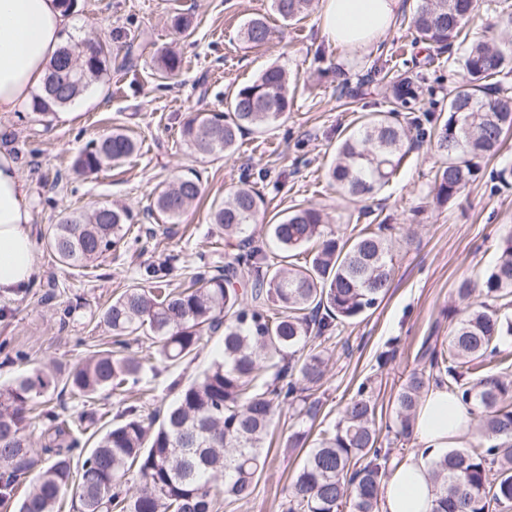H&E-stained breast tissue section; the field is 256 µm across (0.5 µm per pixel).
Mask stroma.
<instances>
[{
    "label": "stroma",
    "mask_w": 512,
    "mask_h": 512,
    "mask_svg": "<svg viewBox=\"0 0 512 512\" xmlns=\"http://www.w3.org/2000/svg\"><path fill=\"white\" fill-rule=\"evenodd\" d=\"M415 5V0H404L401 20L383 38L344 49L329 45L321 34V0H314L307 16L290 26L272 12L270 0H73L74 25L65 39L106 43L111 49L106 76L72 104L70 119L40 121L27 107L0 112V149L14 156L28 184L38 269L25 292L0 298V384L35 369H69L96 346L111 343L112 334L99 324L98 311L138 281L146 265L174 256L175 281L203 269H223L236 250L225 246L223 231L209 222L208 206L246 181L264 196L269 213L312 204L348 235L358 233L360 224L380 219L395 226L400 246L391 286L379 307L340 326L325 344L329 361L314 392L321 404L316 421L283 410L270 439L268 466L252 497L223 503L218 512H281L286 488L305 454L304 449L287 448L289 435L333 427L343 404L362 385L377 403L382 446L396 459L415 453L416 443L399 441L385 430L394 417L395 396L424 367L416 356L423 342L445 343L459 305L458 283L493 264L506 229L512 227V187L496 188L489 177L490 171L512 166V138L500 156L485 163L484 175L440 209L424 205L436 161L425 140L415 141L398 177L369 202L361 223L346 220L358 212V203L327 183L324 167L339 140L365 112L388 107L381 95L356 102L347 91L361 82L363 61L391 68L413 55L406 19ZM504 8L512 10V0H480L465 34L471 39H508L512 35L499 25ZM177 14L190 19L186 30L173 28ZM258 15L265 16L273 36L254 47L243 41L241 28ZM168 45L182 66L164 78L156 54ZM130 48L135 56L129 60L125 53ZM274 63L287 66L297 85L291 112L263 132L244 135L233 155L191 154L181 138L190 113L223 109L225 93ZM458 79L454 58L444 53L418 71L423 97L438 113L446 112L448 93ZM119 125L135 133L138 152L121 167L75 173L76 154ZM190 168L201 178L199 204L181 223L156 222L149 213L154 186ZM100 206L129 209L136 239L84 271L60 265L41 233L61 211ZM219 351L215 336L193 361H153L138 384L145 413L167 405L172 382L189 383ZM19 352L24 355L20 361L15 358ZM383 352L388 361L382 365L378 356Z\"/></svg>",
    "instance_id": "1"
}]
</instances>
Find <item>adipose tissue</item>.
<instances>
[{
  "label": "adipose tissue",
  "mask_w": 512,
  "mask_h": 512,
  "mask_svg": "<svg viewBox=\"0 0 512 512\" xmlns=\"http://www.w3.org/2000/svg\"><path fill=\"white\" fill-rule=\"evenodd\" d=\"M401 0H324L322 34L331 45L369 44L392 26ZM70 24L58 0H0V112H13L42 89ZM37 272L28 186L17 161L0 151V296L24 291ZM474 415L447 387L431 388L414 432L419 450L391 474L383 512H434L428 454L470 447Z\"/></svg>",
  "instance_id": "ef3b65f1"
}]
</instances>
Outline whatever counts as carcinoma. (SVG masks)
Instances as JSON below:
<instances>
[{"mask_svg": "<svg viewBox=\"0 0 512 512\" xmlns=\"http://www.w3.org/2000/svg\"><path fill=\"white\" fill-rule=\"evenodd\" d=\"M312 0H271L285 23L301 20ZM477 0H416L410 28L413 44L452 50L464 20ZM241 33L255 46L271 30L253 17ZM75 51L62 47L50 64L44 87L31 110L50 116L70 105L100 78L110 64L103 45L71 66ZM159 69L177 72L174 52L158 57ZM460 81L448 99V117H426L428 136L440 157L430 204L444 207L482 172V161L498 155L512 132V95L494 77L512 72V43L470 42L457 58ZM289 73L275 64L229 93L221 112H195L181 137L197 155L229 156L239 139L260 131L291 110ZM389 110L369 112L336 149L326 177L336 192L366 202L396 175L411 150L409 130L394 117L419 112L418 85L408 72L388 81ZM138 150L134 134L123 127L91 141L73 169L94 174L120 165ZM199 177L178 176L153 191L151 212L176 224L201 198ZM264 197L241 183L210 205V223L239 240L241 250L224 270L200 271L188 284L171 287V260L150 264L143 281L128 286L100 314L118 349H99L66 374L36 370L0 385V499L13 494L34 464L29 430L45 417L46 466L18 504L17 512H54L71 491L79 512H214L220 500L248 499L267 463L265 441L283 408L299 402L297 415L314 419L317 404L305 392L318 385L326 363L314 343L337 326L376 308L393 274L396 240L388 225H366L344 237L328 224L321 209L298 205L268 224L270 247L247 245L250 227L264 213ZM134 216L124 207L69 211L47 226L48 249L69 268L120 249L132 233ZM463 307L448 332L447 351L423 350L429 371L416 372L395 397V438L410 441L416 415L430 381L474 410L481 443L450 448L430 462L435 486L434 512H512V352L501 348L512 337V230L503 238L496 262L474 281L456 289ZM223 333L222 354L159 415H144L133 400L120 421L103 432L82 459L74 449L93 424L84 411L60 418L44 410L45 396L58 386L79 398L125 392L137 384L146 362L175 365L197 355L213 334ZM144 339L149 353L127 351L128 338ZM376 404L360 385L306 452L287 488L286 512H379L391 449L378 443ZM136 469L139 486L121 490ZM496 477H491V472ZM223 476L222 484L214 483Z\"/></svg>", "mask_w": 512, "mask_h": 512, "instance_id": "cac0c4a2", "label": "carcinoma"}]
</instances>
